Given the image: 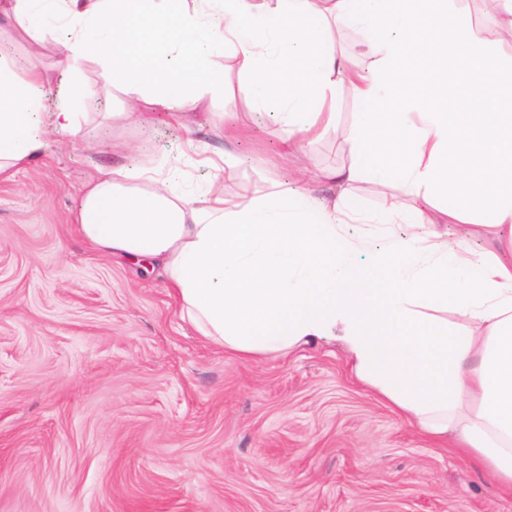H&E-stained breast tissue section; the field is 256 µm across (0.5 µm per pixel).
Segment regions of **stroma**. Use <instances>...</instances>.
I'll use <instances>...</instances> for the list:
<instances>
[{
	"label": "stroma",
	"instance_id": "stroma-1",
	"mask_svg": "<svg viewBox=\"0 0 512 512\" xmlns=\"http://www.w3.org/2000/svg\"><path fill=\"white\" fill-rule=\"evenodd\" d=\"M79 136L0 182V512H512L493 482L446 441L399 417L351 373L341 341L242 359L179 317L159 273L93 250L72 222L105 154L136 144L138 164L169 159L187 188L209 174L184 153L207 120L241 131L234 186L261 195L300 170L352 164L364 107L294 158L281 128L239 85L187 106L184 126L151 112L127 123L125 95L83 62Z\"/></svg>",
	"mask_w": 512,
	"mask_h": 512
}]
</instances>
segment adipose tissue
Here are the masks:
<instances>
[{
	"label": "adipose tissue",
	"mask_w": 512,
	"mask_h": 512,
	"mask_svg": "<svg viewBox=\"0 0 512 512\" xmlns=\"http://www.w3.org/2000/svg\"><path fill=\"white\" fill-rule=\"evenodd\" d=\"M452 2L0 0V26L33 46L55 40L60 76L50 99L43 74L0 60V180L41 159L50 134L78 133L89 57L129 103L147 100L177 124L187 104L243 80L283 126L286 157L333 126L340 97L362 102L357 162L324 175L336 198L317 199L313 178L225 194L235 157L215 147L202 189H179L164 160L98 166L77 230L160 271L180 319L240 358L341 340L361 384L432 439H453L512 498V113L498 110L512 74ZM347 26L369 35V73L330 45ZM394 180L404 202L374 215L348 196L356 182L385 191ZM471 222L499 250L449 242L445 225ZM353 223L367 234L350 235ZM440 308L457 322L426 318Z\"/></svg>",
	"instance_id": "ef3b65f1"
}]
</instances>
